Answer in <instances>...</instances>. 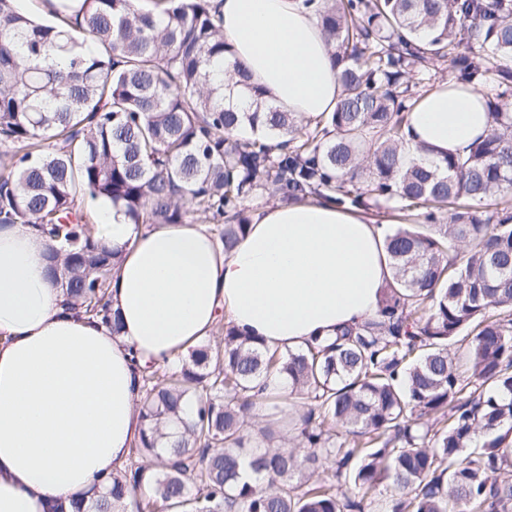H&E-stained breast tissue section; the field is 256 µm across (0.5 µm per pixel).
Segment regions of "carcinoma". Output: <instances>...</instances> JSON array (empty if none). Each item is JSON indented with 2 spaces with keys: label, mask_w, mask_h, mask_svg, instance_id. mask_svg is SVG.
I'll list each match as a JSON object with an SVG mask.
<instances>
[{
  "label": "carcinoma",
  "mask_w": 512,
  "mask_h": 512,
  "mask_svg": "<svg viewBox=\"0 0 512 512\" xmlns=\"http://www.w3.org/2000/svg\"><path fill=\"white\" fill-rule=\"evenodd\" d=\"M151 2L82 0L46 25L0 0V224L38 225L63 293L114 333V253L78 210L84 195L136 224L199 214L224 225L226 251L258 194L362 208L400 220L392 280L377 318L328 344L283 353L226 322L223 345L168 375L145 366L133 461L75 512H125L145 485L138 512H369L382 488L390 512H512V0H323L343 94L315 117L225 108L211 0ZM84 35L102 50L85 53ZM445 57L454 79L493 80L496 94L489 132L434 161L406 150L404 117L411 78ZM273 371L292 398L262 395Z\"/></svg>",
  "instance_id": "obj_1"
}]
</instances>
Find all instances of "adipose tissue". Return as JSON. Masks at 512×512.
Instances as JSON below:
<instances>
[{"instance_id": "ef3b65f1", "label": "adipose tissue", "mask_w": 512, "mask_h": 512, "mask_svg": "<svg viewBox=\"0 0 512 512\" xmlns=\"http://www.w3.org/2000/svg\"><path fill=\"white\" fill-rule=\"evenodd\" d=\"M230 62L224 96L255 91L300 115L333 111L342 85L313 6L304 0H212ZM410 145L461 154L488 133L482 91L448 80L407 115ZM91 209L117 254L108 296L122 329L76 314L47 273L50 242L33 224L0 225V512L87 502L138 443L147 362L181 363L221 316L279 351L376 317L392 279L386 229L326 201L267 204L224 251L203 224H136L97 197Z\"/></svg>"}]
</instances>
